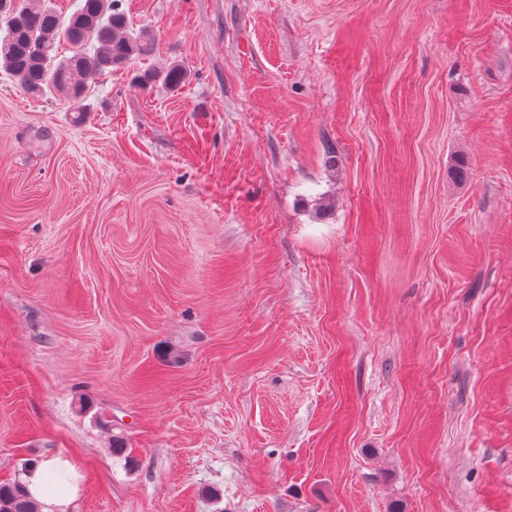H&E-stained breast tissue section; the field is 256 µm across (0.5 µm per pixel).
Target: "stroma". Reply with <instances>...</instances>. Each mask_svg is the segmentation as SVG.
<instances>
[{"instance_id":"1","label":"stroma","mask_w":512,"mask_h":512,"mask_svg":"<svg viewBox=\"0 0 512 512\" xmlns=\"http://www.w3.org/2000/svg\"><path fill=\"white\" fill-rule=\"evenodd\" d=\"M122 8L84 117L0 70V482L512 512V0ZM187 75L185 67L174 62L144 70L136 75L135 81L143 88L162 82L165 86L174 90L185 82Z\"/></svg>"}]
</instances>
